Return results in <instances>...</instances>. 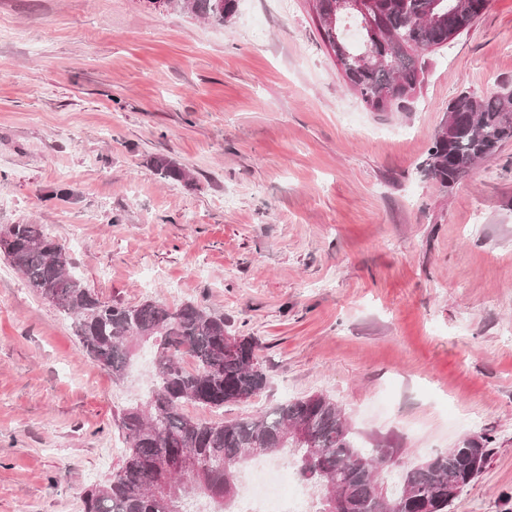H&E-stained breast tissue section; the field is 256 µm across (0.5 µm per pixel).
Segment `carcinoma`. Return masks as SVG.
<instances>
[{
    "label": "carcinoma",
    "mask_w": 512,
    "mask_h": 512,
    "mask_svg": "<svg viewBox=\"0 0 512 512\" xmlns=\"http://www.w3.org/2000/svg\"><path fill=\"white\" fill-rule=\"evenodd\" d=\"M323 40L341 44L344 83L370 112L408 108L424 79L422 53L441 48L478 19L472 0H365L360 12L345 0H310ZM236 0H173L172 9L217 24L228 23ZM372 48L360 64L355 57ZM448 131L437 132L422 165L426 176L448 189L474 165L512 141V88L495 93L465 91L448 102ZM152 166L164 179L187 182L189 175L164 156ZM0 253L42 299L71 320L86 355L112 376H123L135 348L155 350V383L149 401L123 412L126 448L118 470L83 498V512H189L194 502L210 512H224L234 501L238 476L261 451L296 457L298 475L319 487L315 512H331L338 492L352 512H381L379 479L385 468L399 467L393 451L379 445L360 449L342 410L332 398L316 394L288 400L268 411L231 422H198L182 404L221 408L245 401L265 389L268 375L250 337L239 338L236 351L224 352V317L193 303L170 307L153 300L124 305L101 300L70 268L64 247L38 224H15L0 235ZM195 361L191 371L184 357ZM310 428L314 446L296 448L289 429ZM488 438L403 468L400 485L388 490L396 512H448L458 492L483 470ZM209 464L192 484L168 467L174 450Z\"/></svg>",
    "instance_id": "1"
}]
</instances>
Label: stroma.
Returning <instances> with one entry per match:
<instances>
[{
  "label": "stroma",
  "instance_id": "obj_1",
  "mask_svg": "<svg viewBox=\"0 0 512 512\" xmlns=\"http://www.w3.org/2000/svg\"><path fill=\"white\" fill-rule=\"evenodd\" d=\"M423 57L408 110L370 112L307 0H238L225 25L0 0V233L41 225L100 299L191 302L252 337L266 389L192 420L324 394L406 461L484 434L448 512H512V142L450 190L418 170L449 100L512 88V0ZM153 377L144 350L114 380L0 256V512H82ZM151 162L153 168L162 178L184 183L188 181V173L183 168L179 167L175 161L164 156H159L154 157Z\"/></svg>",
  "mask_w": 512,
  "mask_h": 512
}]
</instances>
